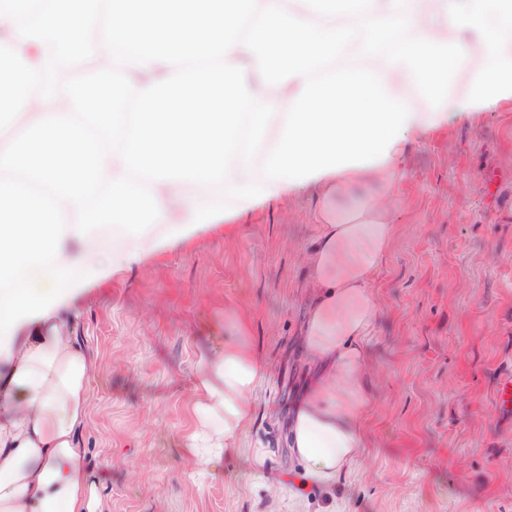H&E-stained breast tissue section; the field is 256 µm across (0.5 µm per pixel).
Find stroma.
Segmentation results:
<instances>
[{"label": "stroma", "instance_id": "1", "mask_svg": "<svg viewBox=\"0 0 512 512\" xmlns=\"http://www.w3.org/2000/svg\"><path fill=\"white\" fill-rule=\"evenodd\" d=\"M366 201L398 231L373 284L369 443L327 492L299 495L288 480L299 463L286 442H270L312 376L302 330L317 190L244 215L224 209L185 242L71 296L95 357L83 444L109 512H512V413L496 401L512 371V102L411 143L395 195L369 180L331 205ZM232 309L252 317L270 379L239 450L201 483L181 451L195 360L230 341Z\"/></svg>", "mask_w": 512, "mask_h": 512}]
</instances>
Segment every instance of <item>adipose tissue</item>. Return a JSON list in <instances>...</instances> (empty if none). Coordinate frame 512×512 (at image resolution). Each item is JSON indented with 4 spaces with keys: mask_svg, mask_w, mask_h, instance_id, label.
<instances>
[{
    "mask_svg": "<svg viewBox=\"0 0 512 512\" xmlns=\"http://www.w3.org/2000/svg\"><path fill=\"white\" fill-rule=\"evenodd\" d=\"M412 16L408 38L442 43L460 41L483 64L462 96H448L442 110L421 109L406 87L413 72L406 63L387 65L380 57L360 60L374 71L387 93L403 99L412 117L383 161L319 175L325 198L337 197L369 178L395 191L404 178L402 160L414 138L429 135L448 119L512 98V0H374L375 18ZM227 62L245 67L248 89L276 105L253 160L250 175L231 160L216 185L195 187L185 181H149L162 207L163 239L130 236L79 238L76 204L63 201L65 234L56 260L60 267L109 273L124 269L159 249L186 239L198 226L212 223L221 204L244 213L259 201L279 198L291 182L268 181L262 166L277 146L287 111L304 86L297 76L280 86L264 84L258 60L242 49ZM311 250L308 285L313 290L303 329L304 351L313 378L297 397L288 424V447L302 464L301 488L326 489L350 471L365 443L364 420L373 401L366 366L368 337L379 312L373 280L387 257L397 227L374 204L339 212L323 207ZM224 325L234 339L202 353L196 363V399L182 450L205 476L219 473L255 414V394L269 379L268 365L253 338L252 325L230 314ZM0 354V512H106L86 468L81 433L89 420V381L95 361L82 342L73 316L54 307L44 317L18 323Z\"/></svg>",
    "mask_w": 512,
    "mask_h": 512,
    "instance_id": "obj_1",
    "label": "adipose tissue"
}]
</instances>
